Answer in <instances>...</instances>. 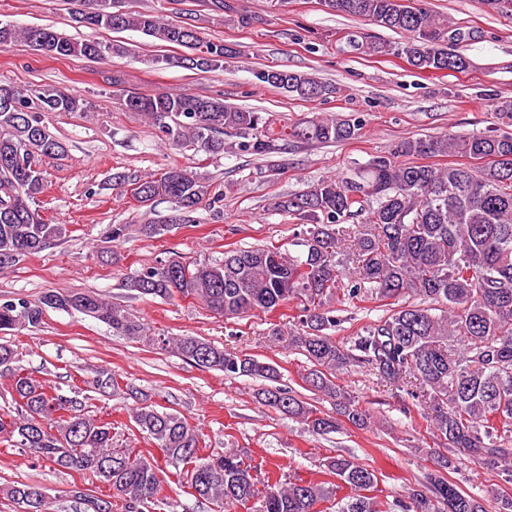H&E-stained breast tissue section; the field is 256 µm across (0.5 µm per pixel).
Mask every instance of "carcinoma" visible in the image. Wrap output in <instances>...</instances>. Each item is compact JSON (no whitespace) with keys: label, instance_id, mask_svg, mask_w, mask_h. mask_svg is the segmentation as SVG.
<instances>
[{"label":"carcinoma","instance_id":"cac0c4a2","mask_svg":"<svg viewBox=\"0 0 512 512\" xmlns=\"http://www.w3.org/2000/svg\"><path fill=\"white\" fill-rule=\"evenodd\" d=\"M89 2L80 13L88 28L134 29L189 50L174 59L153 58L157 67L176 63L215 71L236 55L230 46L202 39L190 23L123 11L118 0ZM320 5L406 35L395 45L359 43L368 55L395 54L429 72L460 73L470 66L453 49L462 32L449 29L421 0H320ZM18 40L57 59H102L127 52L120 43L76 39L50 27L0 23V50ZM256 78L303 100L336 93L333 85L307 73L268 68ZM122 102L145 116L164 140L207 156L227 151L266 157L281 152L280 142L290 136L328 144L354 139L362 130L355 119L312 120L289 130L257 110L225 104L221 94L142 96L129 91ZM84 111L83 98L57 88L0 84V269L66 235L65 225L48 223L39 209L45 190L43 162L65 153L41 114ZM229 133L240 141H225ZM395 154L407 162L374 156L307 193L272 199L273 211L298 221L304 250L297 256L274 246L229 249L224 258L204 262L174 252L142 267L128 287L161 299H199L225 318L271 313L300 301L305 319L291 333V344L314 366L305 382L333 401L338 415L355 426L367 423L366 409L336 384L337 373L367 365L393 389L425 404L431 433L448 451L498 471L512 484V136L408 138L398 143ZM448 154L463 162L446 167L414 162ZM113 179L117 186H128L142 206L158 198L176 204L165 223L140 225L146 237L162 234L170 224H192L202 203L215 206L224 200V193L207 180L179 167L134 178L116 173ZM354 216L364 221L349 223ZM346 244L352 249L353 276L344 262ZM340 290L351 302L392 299L397 307L367 326L352 344L338 343L324 330L336 326L327 304ZM48 308L89 314L120 336L172 344L195 365L227 376L277 375L269 363L194 336L150 337L137 316L89 292H51L38 304L24 298L0 300V331L36 328ZM9 375L17 416L9 421L0 417L1 441L28 449L59 472H95L112 497L124 500V512H143L156 500L162 491L160 468L134 449L114 444L111 422L86 415L84 402L54 393L21 367L10 369ZM260 396L263 405L300 420L317 434L336 430V418L318 415L286 389L267 388ZM133 420L167 464L190 466L185 478L194 498L219 508L245 507L255 499L260 512H321L319 505L345 487L350 493L338 501L336 512H380L376 497L369 495L376 476L354 458L340 455L326 463L336 484L283 483L259 478L248 457L234 450L200 454L201 436L184 416L144 404L133 412ZM450 464L447 455H437L436 472L398 501L401 512H487L482 498L442 474ZM3 492L24 512H45V500L36 497L33 486L20 483Z\"/></svg>","mask_w":512,"mask_h":512}]
</instances>
